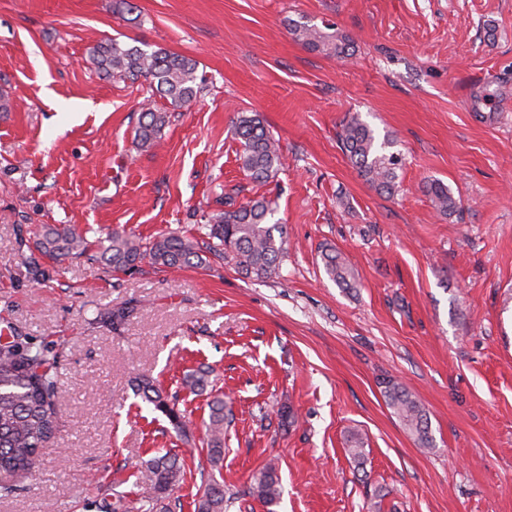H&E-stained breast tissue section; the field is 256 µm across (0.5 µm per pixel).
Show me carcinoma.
<instances>
[{
  "label": "carcinoma",
  "instance_id": "1",
  "mask_svg": "<svg viewBox=\"0 0 512 512\" xmlns=\"http://www.w3.org/2000/svg\"><path fill=\"white\" fill-rule=\"evenodd\" d=\"M289 32L312 50H321L338 57L348 55V40L336 33L325 32L313 25L288 21ZM90 58L97 72L117 81L135 82L144 79L166 98L172 107H181L197 98L201 90L196 63L187 57L163 49L148 51L138 45L110 39L91 51ZM168 123V113L147 107L142 109L135 139L143 148L156 145ZM235 135L242 151L238 155L241 168L254 182L264 184L282 166L279 143L259 118L242 115L235 124ZM341 149L358 175L380 192L393 195L400 191L397 170L402 159L389 151V136L378 139L375 131L359 115L346 119L339 134ZM434 206L452 215L460 202L443 182L427 185ZM228 209L212 215L207 225L211 243L206 249L214 254L230 251L237 259L245 277L270 279L277 275L285 250L282 225L271 222L273 209L261 198L250 199L239 206L226 202ZM91 242L87 236L67 224L42 226L35 242L36 249L52 259L78 257L87 253ZM98 259L115 271H124L147 259L163 268L190 266L203 262L198 243L179 235H161L145 242L140 238L112 232L106 241L97 242ZM324 268L340 288L353 289L358 280L341 254L327 248L322 254ZM56 356L45 348L36 350L23 344L16 336L0 339V472L25 473L35 464L39 449L54 436L60 423L55 403ZM211 371L200 367L188 372L183 387L191 393L203 392L212 385ZM387 405L414 436L419 447H433V435L422 404L401 383L392 377L381 381ZM135 392L154 410L165 415L181 432H186L184 415L175 408L154 380L138 378ZM207 448L210 464L217 468L224 456V423L227 419L224 396L215 394L209 404ZM141 477L154 485L159 493L149 512H171L164 501L168 491L183 476L178 454L166 448L145 462ZM204 490L196 502V512H224V484L211 477L203 483ZM250 494L266 507L279 503L281 487L275 469L268 467L254 475Z\"/></svg>",
  "mask_w": 512,
  "mask_h": 512
}]
</instances>
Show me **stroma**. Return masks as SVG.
Segmentation results:
<instances>
[{"mask_svg": "<svg viewBox=\"0 0 512 512\" xmlns=\"http://www.w3.org/2000/svg\"><path fill=\"white\" fill-rule=\"evenodd\" d=\"M0 0V330L58 358L59 431L0 512H140L138 471L182 454L169 493L194 512L213 368L232 413L220 471L228 512L273 467L275 512H512V0ZM352 40L339 59L289 21ZM117 37L191 58L203 92L172 111L147 82L100 78L90 50ZM169 110L159 143H134L141 106ZM259 115L284 165L253 182L232 125ZM359 115L405 157L403 190L366 183L338 142ZM443 181L462 205L437 211ZM266 197L288 242L279 277L233 254L198 268L38 254L43 224L201 238L228 200ZM331 246L359 275L338 288ZM122 308L111 327L104 317ZM148 377L189 417L187 434L136 396ZM392 377L424 405L418 447L382 396ZM290 408L292 424L279 412ZM361 434L364 462L347 452ZM427 193L434 206L442 213L452 215L459 210L460 202L443 182L435 180L427 186Z\"/></svg>", "mask_w": 512, "mask_h": 512, "instance_id": "stroma-1", "label": "stroma"}]
</instances>
